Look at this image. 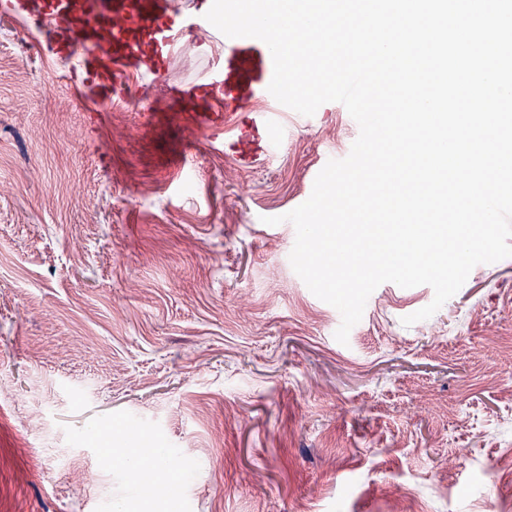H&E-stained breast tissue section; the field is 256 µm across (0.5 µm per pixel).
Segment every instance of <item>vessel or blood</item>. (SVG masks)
Returning <instances> with one entry per match:
<instances>
[{"mask_svg":"<svg viewBox=\"0 0 512 512\" xmlns=\"http://www.w3.org/2000/svg\"><path fill=\"white\" fill-rule=\"evenodd\" d=\"M129 0H42L39 11L28 14L32 25H48L51 38L48 52L65 60H74V77L95 97L115 93L127 70L135 69L160 76L169 65L183 39L192 31L208 28L203 13L179 8L177 0H139L138 8ZM113 23L120 45L108 57H101L97 33L105 23ZM221 62L210 64L205 76L182 92L183 110L188 121L200 118V109L214 97L242 103L256 98L269 99L268 86L273 62L268 47L254 38H222ZM236 62L243 69H254L247 84L230 81L225 66ZM283 107L271 101L263 111L251 113L249 121L263 142L264 156L277 152L279 143L272 132L278 125Z\"/></svg>","mask_w":512,"mask_h":512,"instance_id":"1","label":"vessel or blood"}]
</instances>
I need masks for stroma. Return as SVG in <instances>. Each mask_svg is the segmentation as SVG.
<instances>
[{"label":"stroma","instance_id":"stroma-1","mask_svg":"<svg viewBox=\"0 0 512 512\" xmlns=\"http://www.w3.org/2000/svg\"><path fill=\"white\" fill-rule=\"evenodd\" d=\"M45 40L0 19V512H512V257L409 327L432 288L381 284L340 344L283 216L346 107L256 162L222 99L223 135L185 124L208 33L106 101Z\"/></svg>","mask_w":512,"mask_h":512}]
</instances>
